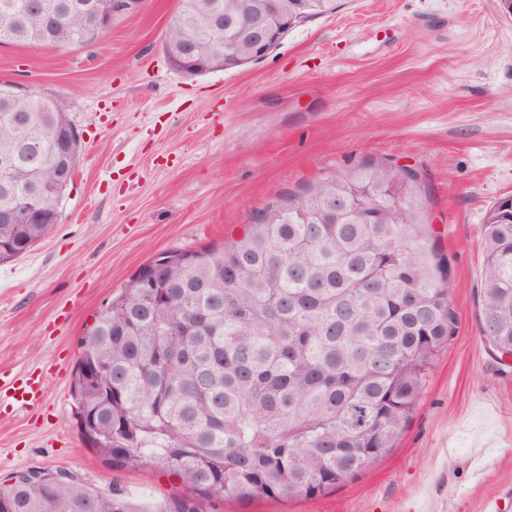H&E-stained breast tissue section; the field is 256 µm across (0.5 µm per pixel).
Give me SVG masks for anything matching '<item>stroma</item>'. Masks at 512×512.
<instances>
[{
  "instance_id": "35a3bbf8",
  "label": "stroma",
  "mask_w": 512,
  "mask_h": 512,
  "mask_svg": "<svg viewBox=\"0 0 512 512\" xmlns=\"http://www.w3.org/2000/svg\"><path fill=\"white\" fill-rule=\"evenodd\" d=\"M178 0H135L94 42L0 46V84L56 98L81 142L61 219L0 265V480L75 474L151 508L196 512H512V364L478 322L481 226L512 196V16L501 0H343L247 66L189 77L162 44ZM369 159L430 188L424 229L452 262L455 335L394 448L327 494H189L162 467L110 465L80 435L79 341L161 253L219 248L259 211Z\"/></svg>"
}]
</instances>
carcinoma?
Wrapping results in <instances>:
<instances>
[{
    "mask_svg": "<svg viewBox=\"0 0 512 512\" xmlns=\"http://www.w3.org/2000/svg\"><path fill=\"white\" fill-rule=\"evenodd\" d=\"M241 0H178L163 52L190 47L224 64V33L198 40L208 14ZM311 0L307 21L335 11ZM89 5L0 0V44L64 47L98 37ZM0 85V209L35 201L38 184L65 182L55 129L70 123L53 98L30 93L14 123ZM343 197L349 211L330 212ZM426 186L406 168L369 160L321 178L260 211L241 238L191 252L193 262L148 263L84 332L74 394L84 440L123 467L157 463L208 497L322 495L395 446L458 318L448 257L419 230ZM47 224H0V263L27 253L60 220V199L41 197ZM502 201L486 212L479 325L500 353L512 350V223ZM12 512H147L120 491L96 493L77 476L29 471L0 482Z\"/></svg>",
    "mask_w": 512,
    "mask_h": 512,
    "instance_id": "cac0c4a2",
    "label": "carcinoma"
}]
</instances>
